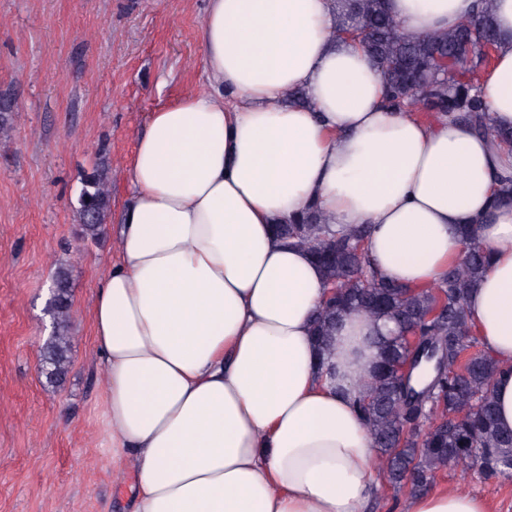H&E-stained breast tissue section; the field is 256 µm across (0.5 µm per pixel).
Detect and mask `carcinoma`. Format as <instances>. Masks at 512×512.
Listing matches in <instances>:
<instances>
[{
    "mask_svg": "<svg viewBox=\"0 0 512 512\" xmlns=\"http://www.w3.org/2000/svg\"><path fill=\"white\" fill-rule=\"evenodd\" d=\"M388 0H336V33L365 34V48L381 68L386 105L399 112H457L471 129L512 142V129L493 125L476 75L490 64L499 40L492 0L445 34L407 38L387 8ZM15 100L0 93V133L12 121ZM110 195L104 172L84 181L78 200L81 236L95 239L106 223ZM285 243L307 249L333 292L313 320L324 344L349 312L394 325L377 338L380 364L371 374L359 410L379 449L386 481L427 489L438 471L462 467L487 478L512 477V431L499 428L492 385L501 368L472 353L475 338L465 311L469 291L487 266V255L465 232L470 247L433 288L414 290L377 277L366 258L364 227L336 228L310 207L276 225ZM71 279L57 271L50 308L55 331L43 352L46 377L63 381L69 363L66 336Z\"/></svg>",
    "mask_w": 512,
    "mask_h": 512,
    "instance_id": "1",
    "label": "carcinoma"
}]
</instances>
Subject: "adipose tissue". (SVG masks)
Returning a JSON list of instances; mask_svg holds the SVG:
<instances>
[{
    "label": "adipose tissue",
    "mask_w": 512,
    "mask_h": 512,
    "mask_svg": "<svg viewBox=\"0 0 512 512\" xmlns=\"http://www.w3.org/2000/svg\"><path fill=\"white\" fill-rule=\"evenodd\" d=\"M407 36L440 34L479 0H388ZM334 0H207L204 85L151 112L123 168L131 195L92 308L103 445L136 476L130 512H365L378 455L356 406L383 321L344 316L326 348L311 324L326 284L274 225L309 205L365 224L378 275L440 282L470 226L488 264L468 321L501 373L512 430V148L452 113L385 105L380 68L336 37ZM480 86L512 128V0ZM308 97L287 103L290 92ZM401 512H489L467 489L409 494Z\"/></svg>",
    "instance_id": "ef3b65f1"
}]
</instances>
